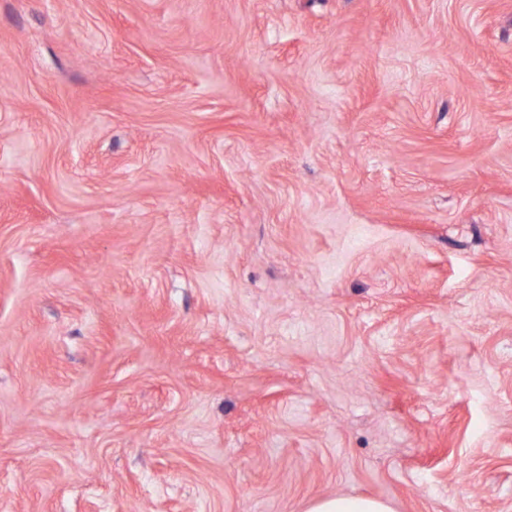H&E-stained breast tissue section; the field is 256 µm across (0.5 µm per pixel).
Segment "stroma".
Returning a JSON list of instances; mask_svg holds the SVG:
<instances>
[{
  "mask_svg": "<svg viewBox=\"0 0 512 512\" xmlns=\"http://www.w3.org/2000/svg\"><path fill=\"white\" fill-rule=\"evenodd\" d=\"M512 512V0H0V512ZM309 512H394L392 507L374 498L336 497L317 501Z\"/></svg>",
  "mask_w": 512,
  "mask_h": 512,
  "instance_id": "stroma-1",
  "label": "stroma"
}]
</instances>
